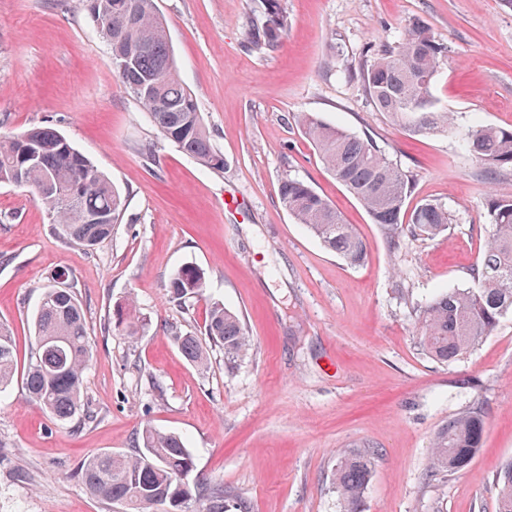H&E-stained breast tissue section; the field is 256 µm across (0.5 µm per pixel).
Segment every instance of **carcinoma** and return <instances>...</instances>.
<instances>
[{
    "label": "carcinoma",
    "instance_id": "obj_1",
    "mask_svg": "<svg viewBox=\"0 0 512 512\" xmlns=\"http://www.w3.org/2000/svg\"><path fill=\"white\" fill-rule=\"evenodd\" d=\"M97 2L105 17L99 30L112 57L123 52L125 29L131 23L136 26L140 53L135 64L119 75L130 95L180 152L210 170L223 169L224 155L203 122L196 98L179 78L155 0H138L140 8L133 19L124 8L127 0ZM287 27L288 16L279 0H261V17L250 21L247 42L254 50H272ZM447 59V48L416 21L363 71V80L377 108L402 130L416 136L453 131L477 164L489 171L512 169V129L474 126L459 131L450 113L439 112L433 105V81ZM298 123L327 171L358 199L391 247H397L406 231L434 238L448 230V208L436 201L416 205L409 219H404L409 176L372 140L309 113L300 115ZM25 148L35 152L29 163L19 160ZM0 183L31 188L56 224L59 237L85 249L112 237L126 205L112 182L48 126L0 135ZM73 183L79 184L75 197L59 193ZM279 195L296 223L325 248L352 266L364 263L363 239L309 184L288 178L282 181ZM486 209V241L473 274L478 287L439 293L415 312L419 347L442 363L466 356L494 332L504 315L512 313V196H491ZM165 288L169 298L180 304L203 296L207 283L201 268L184 264L171 273ZM33 322L35 352L25 372L26 390L56 420L70 422L82 409L84 375L93 347L66 272H58L53 284L45 287ZM205 332L203 338L176 337L185 360L199 369L208 366L207 343L224 350L230 362L250 350L243 322L222 302L210 304ZM14 372L11 332L1 323L0 388L11 382ZM484 427L480 408L448 420L433 440L430 473L452 474L465 468L479 449ZM142 443L133 455L107 451L85 459L80 465L81 481L93 495L124 507L125 512H157L160 506L164 512H227L223 484L190 479L195 464L180 436L148 426ZM374 459L369 449L347 450L340 457L336 488L344 512H359ZM496 484L497 512H512V460L503 466Z\"/></svg>",
    "mask_w": 512,
    "mask_h": 512
}]
</instances>
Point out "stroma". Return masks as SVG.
Segmentation results:
<instances>
[{"instance_id":"stroma-1","label":"stroma","mask_w":512,"mask_h":512,"mask_svg":"<svg viewBox=\"0 0 512 512\" xmlns=\"http://www.w3.org/2000/svg\"><path fill=\"white\" fill-rule=\"evenodd\" d=\"M277 48L250 49L260 0H156L185 86L224 154L201 166L163 139L112 65L87 0H0V133L50 126L126 199L111 239L85 250L58 238L31 190L0 183V324L18 376L0 389V512H114L78 476L95 453L130 454L153 426L180 435L194 475L224 484L247 512H343L340 451L378 453L361 512H496L495 478L512 459V314L474 351L443 364L419 348L414 309L471 288L485 244L486 200L512 196V170L489 173L455 135L413 136L371 100L361 78L416 20L448 48L438 110L456 126L512 128V6L505 0H279ZM307 112L368 137L408 172L407 208L453 216L446 234H405L390 248L364 207L324 167L295 120ZM151 154H143L144 146ZM307 182L368 248L351 267L284 209L282 180ZM237 197L238 210L224 200ZM204 270L189 309L169 274ZM69 272L92 338L81 415L57 421L21 376L34 352L32 314L57 271ZM240 316L248 354L209 350L199 371L176 338L203 335L208 303ZM136 342L110 330L114 309ZM482 407V444L463 470L427 475L436 433Z\"/></svg>"}]
</instances>
